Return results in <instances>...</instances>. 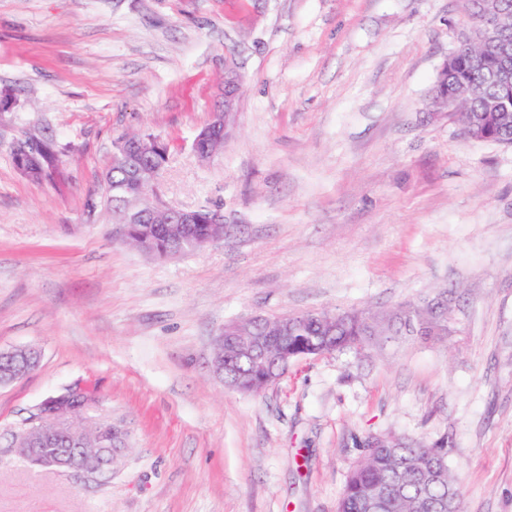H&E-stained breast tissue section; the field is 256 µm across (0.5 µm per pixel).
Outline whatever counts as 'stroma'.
Instances as JSON below:
<instances>
[{
	"label": "stroma",
	"instance_id": "stroma-1",
	"mask_svg": "<svg viewBox=\"0 0 512 512\" xmlns=\"http://www.w3.org/2000/svg\"><path fill=\"white\" fill-rule=\"evenodd\" d=\"M464 0H0V512H336L369 435L445 445L462 512H512V147L430 91ZM240 77L208 162L196 133ZM168 146L173 207L224 239L158 258L100 198L120 135ZM51 140L40 183L13 144ZM447 293L448 334L292 362L262 394L211 370L225 325ZM129 450L111 473L14 460L69 388ZM17 355H21L25 363L27 365V372L22 376H15L11 372V367L14 362V359ZM6 357L10 359L9 365H7L3 370H0V386L8 385L26 375L34 371L40 364L41 361V353L38 349L34 347H23V348H15L8 351H0V357Z\"/></svg>",
	"mask_w": 512,
	"mask_h": 512
}]
</instances>
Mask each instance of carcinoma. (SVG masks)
<instances>
[{
    "mask_svg": "<svg viewBox=\"0 0 512 512\" xmlns=\"http://www.w3.org/2000/svg\"><path fill=\"white\" fill-rule=\"evenodd\" d=\"M494 67L492 56L478 42L460 48L458 64L448 70L445 80L434 86L432 94L446 95L455 88H465V96L455 99L452 116L461 123L465 135L484 141L512 146V99L496 107V96L490 80ZM38 163L30 167L28 178L41 182L55 172V150L51 143L37 141ZM112 178L105 187L106 202L112 205L119 220L126 219L119 197L136 192L121 168H111ZM448 309L444 300H425L420 304H402L387 313L368 309L331 313L336 330H323L319 312L300 315L295 332L286 338L274 333L281 319H264L258 336H269L282 348L297 340L318 354L341 352L352 348L396 340L401 336L432 339L448 334V326L440 324L432 304ZM376 444L365 442V453L349 471L337 512H367V502L378 492L386 493L381 512H460V488L457 476L447 462L448 451L440 446L428 447L406 438H375Z\"/></svg>",
    "mask_w": 512,
    "mask_h": 512,
    "instance_id": "cac0c4a2",
    "label": "carcinoma"
}]
</instances>
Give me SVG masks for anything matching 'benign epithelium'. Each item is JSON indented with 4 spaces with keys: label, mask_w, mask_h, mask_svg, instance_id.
I'll use <instances>...</instances> for the list:
<instances>
[{
    "label": "benign epithelium",
    "mask_w": 512,
    "mask_h": 512,
    "mask_svg": "<svg viewBox=\"0 0 512 512\" xmlns=\"http://www.w3.org/2000/svg\"><path fill=\"white\" fill-rule=\"evenodd\" d=\"M512 9V0H477V14L471 19L470 26L460 33L459 41L466 40L470 34L476 33L484 45L496 51L501 58L502 66L498 81L501 90L512 92V40L503 32L498 23L499 17ZM238 77L231 75L224 83V108L212 114L209 124L195 136L193 151L196 156L207 161L213 157L210 144L215 139L227 136L233 124L236 109ZM117 156L124 162L127 179L137 183L141 194L124 197L128 221L123 224L124 236H129L131 225L147 224L157 213L166 216V223L176 224L180 228L175 246L159 251L153 240L146 239L142 250L162 257L182 253L188 249H197L198 239L195 225L201 223L200 213L194 209H179L166 205L157 186L152 180L148 183L141 179L143 158L154 155L160 158V165H165L168 154L158 145V138L150 134L137 136L125 135L117 143ZM210 224L206 244L224 240V215L210 210L207 215ZM262 318L254 317L224 326L218 337L219 341H227L235 354L250 360L254 369L261 372V380L270 385L276 382L287 370L288 365L299 358L310 355L306 349L276 352L271 349L269 339L257 336L253 329L259 326ZM22 356L27 365V372L34 371L40 364L41 353L34 347L15 348L0 351V357L11 360ZM213 369L224 381V386L236 392L247 391L250 383L237 371L232 372L224 366V350L214 353ZM93 404L92 396L82 389H68L57 396L47 398L34 415L31 425L14 437L11 452L19 459L35 466L68 473L83 472L86 474L105 475L112 471V466L128 450L125 432L118 426H112V434H103L99 438V457L97 463L89 466L84 462L85 449L80 434L68 427V422L77 413L85 411Z\"/></svg>",
    "instance_id": "benign-epithelium-1"
}]
</instances>
